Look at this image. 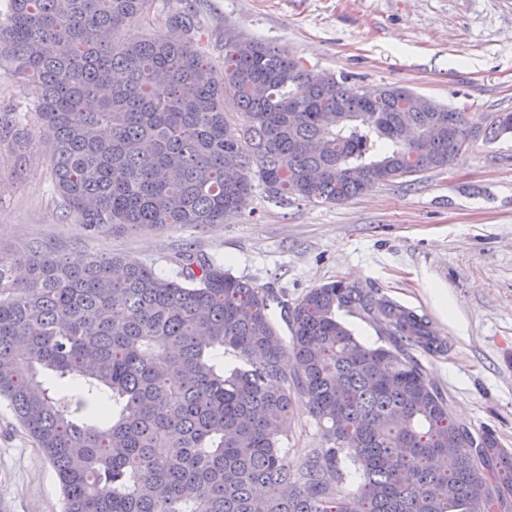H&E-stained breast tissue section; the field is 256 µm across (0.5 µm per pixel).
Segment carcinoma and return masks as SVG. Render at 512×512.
Returning <instances> with one entry per match:
<instances>
[{"label": "carcinoma", "mask_w": 512, "mask_h": 512, "mask_svg": "<svg viewBox=\"0 0 512 512\" xmlns=\"http://www.w3.org/2000/svg\"><path fill=\"white\" fill-rule=\"evenodd\" d=\"M7 2L0 62L35 94L31 115L0 113V138L18 176L46 150L67 213L99 233L222 224L257 184L341 203L444 174L470 147L469 113L415 105L404 86L315 73L254 40L224 42L214 65L189 0L167 19L181 34L127 45L114 35L152 0ZM341 310L384 344H362ZM415 351L441 352L431 322L343 279L290 304L190 248L168 278L41 241L0 251V400L54 467L65 512H512V451L451 416ZM297 396L324 443L299 467ZM345 460L362 475L347 494Z\"/></svg>", "instance_id": "obj_1"}]
</instances>
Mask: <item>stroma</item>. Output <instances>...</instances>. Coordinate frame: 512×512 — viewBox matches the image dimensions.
I'll return each mask as SVG.
<instances>
[{"label": "stroma", "instance_id": "stroma-1", "mask_svg": "<svg viewBox=\"0 0 512 512\" xmlns=\"http://www.w3.org/2000/svg\"><path fill=\"white\" fill-rule=\"evenodd\" d=\"M204 50L260 40L308 69L359 85H400L470 113L512 112V0H197ZM0 142V250L55 244L72 260L120 255L175 275L185 246L234 276L296 301L345 278L382 289L426 316L445 343L421 364L472 432L512 449V133L475 140L447 174L376 186L338 204L268 199L203 228L94 234L54 193L49 162L33 151L22 178ZM304 399L288 419V456L321 447ZM52 464L0 401V512H63Z\"/></svg>", "mask_w": 512, "mask_h": 512}]
</instances>
